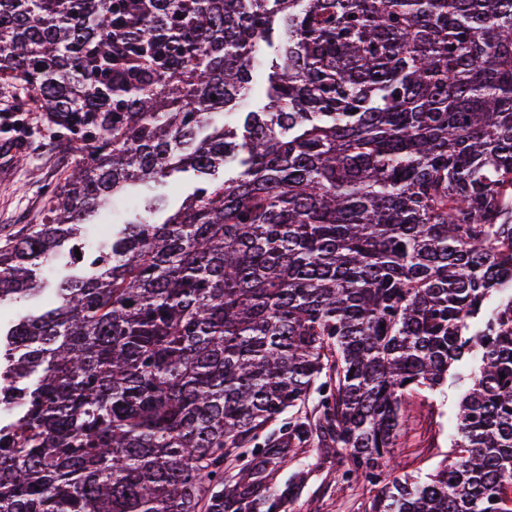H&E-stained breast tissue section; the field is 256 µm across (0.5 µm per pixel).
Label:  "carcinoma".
Returning a JSON list of instances; mask_svg holds the SVG:
<instances>
[{
	"mask_svg": "<svg viewBox=\"0 0 512 512\" xmlns=\"http://www.w3.org/2000/svg\"><path fill=\"white\" fill-rule=\"evenodd\" d=\"M265 46L263 104L202 135ZM4 78L77 161L0 235V305L112 198L198 181L0 331V512H272L224 488L261 437L342 449L365 512H512V0H0ZM467 363L450 462L395 474L402 396ZM195 177L193 173H176L167 179V182L151 184L148 187H141V194L148 196H166L170 201V207L163 213L153 215L154 220L162 222L169 214L185 204L193 193ZM262 448H241L234 451L224 462V485H234L245 472L251 474L255 455H261Z\"/></svg>",
	"mask_w": 512,
	"mask_h": 512,
	"instance_id": "obj_1",
	"label": "carcinoma"
}]
</instances>
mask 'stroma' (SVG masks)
I'll return each instance as SVG.
<instances>
[{
	"label": "stroma",
	"instance_id": "stroma-1",
	"mask_svg": "<svg viewBox=\"0 0 512 512\" xmlns=\"http://www.w3.org/2000/svg\"><path fill=\"white\" fill-rule=\"evenodd\" d=\"M28 93L17 81L0 82V139L13 136L17 151L0 160V232L23 224L42 223L52 191L69 177L73 153L60 147L44 112L28 104L18 109ZM138 207L128 196L113 199L86 225L83 246L100 248L98 224L134 221ZM457 381L444 393H411L402 399L403 427L395 449L397 472L424 475L448 458L454 435L456 404L467 369H457ZM267 494L282 498L279 512H363L372 487L343 475L336 448H296L286 459H271L262 474Z\"/></svg>",
	"mask_w": 512,
	"mask_h": 512
}]
</instances>
